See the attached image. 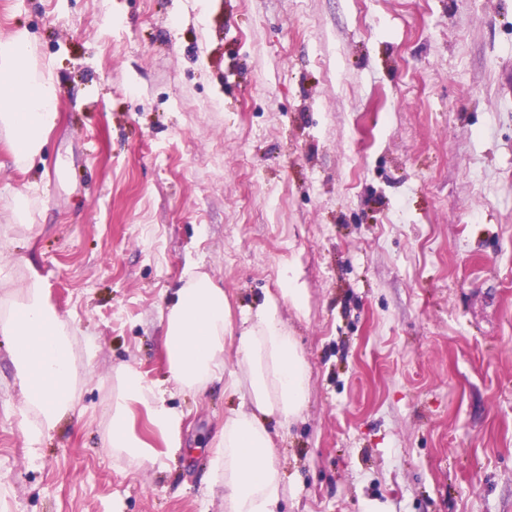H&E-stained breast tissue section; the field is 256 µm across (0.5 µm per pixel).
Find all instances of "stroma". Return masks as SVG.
<instances>
[{"instance_id": "1", "label": "stroma", "mask_w": 512, "mask_h": 512, "mask_svg": "<svg viewBox=\"0 0 512 512\" xmlns=\"http://www.w3.org/2000/svg\"><path fill=\"white\" fill-rule=\"evenodd\" d=\"M19 28L58 118L26 167L0 136V297L40 277L79 370L30 451L0 337V512H224L223 386L168 390L177 459L107 446L192 267L235 320L306 295L282 512H512V0H0Z\"/></svg>"}]
</instances>
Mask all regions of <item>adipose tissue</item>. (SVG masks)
Wrapping results in <instances>:
<instances>
[{"label": "adipose tissue", "mask_w": 512, "mask_h": 512, "mask_svg": "<svg viewBox=\"0 0 512 512\" xmlns=\"http://www.w3.org/2000/svg\"><path fill=\"white\" fill-rule=\"evenodd\" d=\"M58 92L51 64L34 62L27 30L0 40V131L17 164H29L40 153L57 120ZM303 300L301 289L284 287L280 299L258 305L236 327L223 287L208 274L190 272L167 306L163 344L170 384L200 392L220 381L240 397L212 450L209 478L224 490V512L280 510L285 488L268 423L301 417L309 367L281 320L279 304L298 307ZM0 335L11 341L16 378L34 416L26 424L27 438L38 443L73 412L76 371L68 327L48 305L39 279H31L20 301L0 313ZM230 351L238 357L233 368L227 365ZM113 391L108 438L113 455L153 464L181 451L184 415L167 404L162 387L123 365L113 374ZM137 406L163 448L136 433Z\"/></svg>", "instance_id": "adipose-tissue-1"}]
</instances>
